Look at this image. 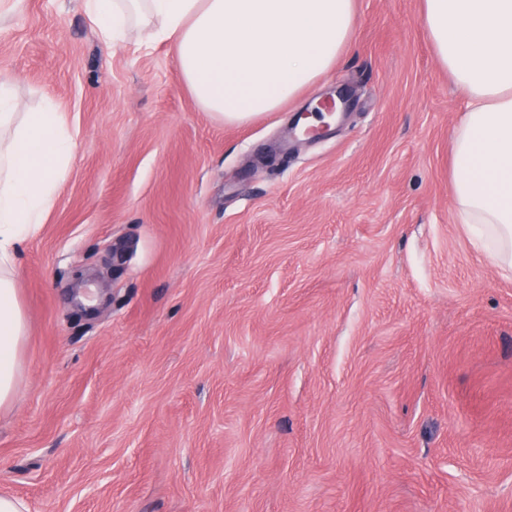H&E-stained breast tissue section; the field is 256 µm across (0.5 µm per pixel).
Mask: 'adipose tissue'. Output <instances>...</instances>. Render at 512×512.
<instances>
[{
	"instance_id": "adipose-tissue-1",
	"label": "adipose tissue",
	"mask_w": 512,
	"mask_h": 512,
	"mask_svg": "<svg viewBox=\"0 0 512 512\" xmlns=\"http://www.w3.org/2000/svg\"><path fill=\"white\" fill-rule=\"evenodd\" d=\"M439 63L468 98L454 131L452 177L463 224L494 264L512 269V0H422ZM107 41L138 28L142 46L171 43L206 111L237 123L279 111L339 59L354 0H84ZM0 412L19 391L27 320L15 287L18 248L44 224L70 164L61 112L17 109L0 79Z\"/></svg>"
}]
</instances>
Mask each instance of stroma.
Listing matches in <instances>:
<instances>
[{
  "instance_id": "stroma-1",
  "label": "stroma",
  "mask_w": 512,
  "mask_h": 512,
  "mask_svg": "<svg viewBox=\"0 0 512 512\" xmlns=\"http://www.w3.org/2000/svg\"><path fill=\"white\" fill-rule=\"evenodd\" d=\"M83 0L0 22L72 160L14 267L28 322L0 495L28 512H512V272L458 217L466 97L421 0H355L298 101L205 112L173 49ZM343 90L347 119L297 113Z\"/></svg>"
}]
</instances>
